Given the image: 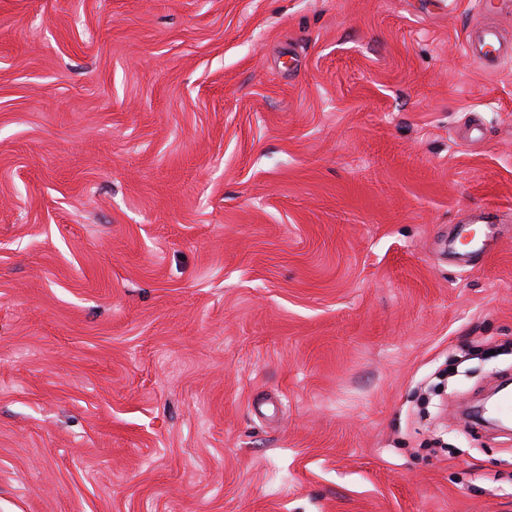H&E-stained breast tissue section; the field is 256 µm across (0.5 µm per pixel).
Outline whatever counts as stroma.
Returning <instances> with one entry per match:
<instances>
[{"mask_svg":"<svg viewBox=\"0 0 512 512\" xmlns=\"http://www.w3.org/2000/svg\"><path fill=\"white\" fill-rule=\"evenodd\" d=\"M483 20L0 0V512H512V431L465 415L512 378ZM498 44L496 32L486 28L480 34L468 37L466 52L474 61L484 64L489 58L498 53Z\"/></svg>","mask_w":512,"mask_h":512,"instance_id":"obj_1","label":"stroma"}]
</instances>
